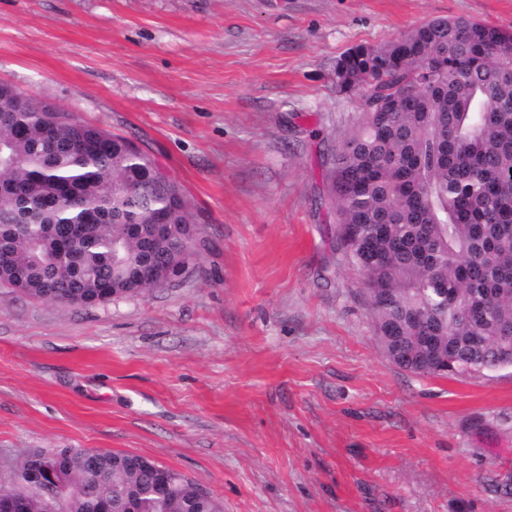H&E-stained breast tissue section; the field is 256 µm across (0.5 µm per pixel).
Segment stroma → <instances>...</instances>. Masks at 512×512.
<instances>
[{
  "mask_svg": "<svg viewBox=\"0 0 512 512\" xmlns=\"http://www.w3.org/2000/svg\"><path fill=\"white\" fill-rule=\"evenodd\" d=\"M512 0H0V84L149 153L199 215L162 286L61 306L0 287V483L28 452L147 457L224 512H512V367L392 363L332 245L337 60Z\"/></svg>",
  "mask_w": 512,
  "mask_h": 512,
  "instance_id": "1",
  "label": "stroma"
}]
</instances>
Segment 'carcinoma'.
Returning a JSON list of instances; mask_svg holds the SVG:
<instances>
[{
	"mask_svg": "<svg viewBox=\"0 0 512 512\" xmlns=\"http://www.w3.org/2000/svg\"><path fill=\"white\" fill-rule=\"evenodd\" d=\"M362 110L327 158L328 203L345 261L366 278L378 342L400 368L493 372L512 332V32L463 17L427 21L336 62ZM168 224L158 235L154 225ZM197 216L179 183L129 140L0 84V284L61 305L106 304L156 287L165 258L197 256ZM435 337L425 347L420 336ZM49 471L57 498L31 484ZM158 464L75 448L34 450L5 488L27 512H223L208 491Z\"/></svg>",
	"mask_w": 512,
	"mask_h": 512,
	"instance_id": "carcinoma-1",
	"label": "carcinoma"
}]
</instances>
